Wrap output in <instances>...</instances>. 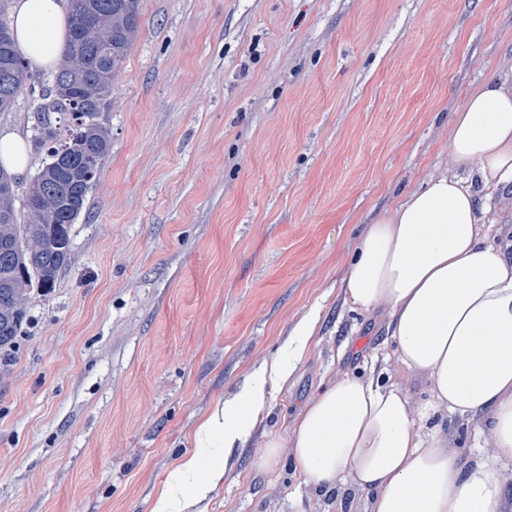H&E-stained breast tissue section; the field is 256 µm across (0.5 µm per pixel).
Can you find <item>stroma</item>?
<instances>
[{"label": "stroma", "instance_id": "35a3bbf8", "mask_svg": "<svg viewBox=\"0 0 512 512\" xmlns=\"http://www.w3.org/2000/svg\"><path fill=\"white\" fill-rule=\"evenodd\" d=\"M50 72L0 127L32 138ZM512 82V0H141L104 119L111 151L71 227L73 261L0 378V512H152L184 455L225 461L206 512H365L349 480L265 467L339 375L430 399L378 315L343 283L368 224L442 171L456 111ZM317 324L229 456L200 419ZM450 448L493 455L480 417L433 416Z\"/></svg>", "mask_w": 512, "mask_h": 512}]
</instances>
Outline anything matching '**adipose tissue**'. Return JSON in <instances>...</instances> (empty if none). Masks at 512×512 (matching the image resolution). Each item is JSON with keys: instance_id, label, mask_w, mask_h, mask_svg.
<instances>
[{"instance_id": "1", "label": "adipose tissue", "mask_w": 512, "mask_h": 512, "mask_svg": "<svg viewBox=\"0 0 512 512\" xmlns=\"http://www.w3.org/2000/svg\"><path fill=\"white\" fill-rule=\"evenodd\" d=\"M69 8L68 0H14L10 27L36 68L59 63ZM449 148L465 177L435 175L369 224L347 279L352 310H383L398 362L427 380L430 402L419 408L398 386L346 375L305 405L290 441L307 485L331 488L347 475L367 512H505L512 500L497 472L512 461V252L492 242L481 221L495 205L493 190H512V84L487 81L471 92L454 116ZM315 326L303 320L283 359L218 404L198 435L227 449L242 442L267 383H287ZM437 412L482 416L495 458L465 461L438 434H421L422 421ZM223 481V467L183 457L152 512H183Z\"/></svg>"}]
</instances>
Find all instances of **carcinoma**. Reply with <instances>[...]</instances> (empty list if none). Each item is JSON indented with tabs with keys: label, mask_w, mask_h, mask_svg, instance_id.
I'll return each instance as SVG.
<instances>
[{
	"label": "carcinoma",
	"mask_w": 512,
	"mask_h": 512,
	"mask_svg": "<svg viewBox=\"0 0 512 512\" xmlns=\"http://www.w3.org/2000/svg\"><path fill=\"white\" fill-rule=\"evenodd\" d=\"M0 0V112L26 88L30 65L6 23ZM140 0H71L63 59L51 87L33 106L35 145L48 161L30 184L22 209L0 198V374L23 333L32 287L51 290L72 263L70 229L86 209L88 193L111 140L102 121L115 81L138 35Z\"/></svg>",
	"instance_id": "obj_1"
}]
</instances>
